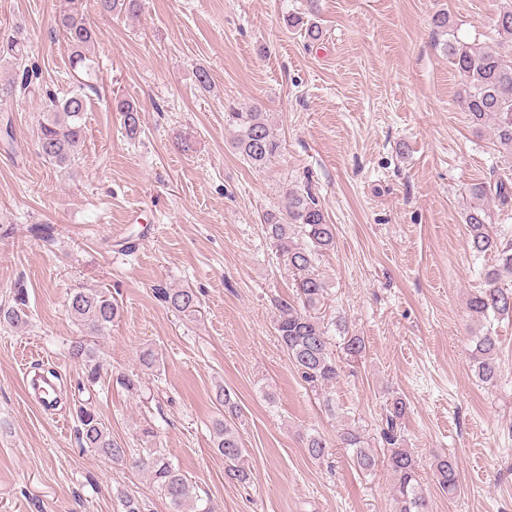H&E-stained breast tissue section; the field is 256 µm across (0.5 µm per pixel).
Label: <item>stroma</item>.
<instances>
[{"mask_svg": "<svg viewBox=\"0 0 512 512\" xmlns=\"http://www.w3.org/2000/svg\"><path fill=\"white\" fill-rule=\"evenodd\" d=\"M503 0H143L138 16L82 9L89 50L80 159L44 161L42 102L6 96L16 67L0 58V305L28 322L0 324V512H122L125 493L173 512L142 472L82 447L77 409L93 408L114 439L139 448L151 426L191 492L212 512H394L383 471L364 474L337 442L343 425L379 434L387 398L407 405L404 445L430 477L434 455L458 461L462 490L432 492L431 512H512V322L496 323L501 377L481 385L470 359L466 300L493 255L466 245L470 185L512 172L490 128L475 132L457 103L447 34L503 53L492 18ZM69 0H0V37L26 36L44 87L67 92L70 48L53 20ZM322 35L309 42L283 18ZM205 66L212 92L193 72ZM142 108L128 134L116 98ZM262 103L282 152L252 168L225 125L228 107ZM311 188L335 226L319 269L331 284L326 321L363 336L343 364L335 412L297 374L274 330V301L292 279L260 222L291 190ZM134 252L121 250L126 238ZM193 288L200 308L173 312L158 287ZM76 288L122 308L97 338L107 364L86 379L68 348L80 331L65 311ZM153 349L154 369L139 353ZM139 373L138 390L117 382ZM229 390L250 486L228 483L213 446ZM323 435L312 459L307 435Z\"/></svg>", "mask_w": 512, "mask_h": 512, "instance_id": "obj_1", "label": "stroma"}]
</instances>
